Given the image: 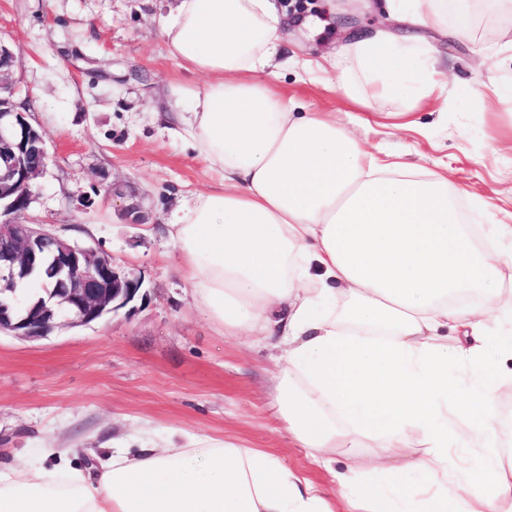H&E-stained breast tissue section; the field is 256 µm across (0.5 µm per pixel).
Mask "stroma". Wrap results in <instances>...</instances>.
<instances>
[{"instance_id": "35a3bbf8", "label": "stroma", "mask_w": 512, "mask_h": 512, "mask_svg": "<svg viewBox=\"0 0 512 512\" xmlns=\"http://www.w3.org/2000/svg\"><path fill=\"white\" fill-rule=\"evenodd\" d=\"M287 13L282 55L269 80L286 102L311 112L361 111L352 134L412 166L448 168L461 206L512 211V11L475 0L462 16L445 0L415 25L436 61L443 95L421 104L386 99L354 104L338 70L303 73L348 44L345 0H276ZM176 0H0V40L16 50L13 96L46 134L52 162L20 216L112 256L143 278L141 300L91 326L40 340L0 334V467L30 459L54 441L91 449L165 445L175 433L228 440L279 457L336 497L315 465L268 416L279 349L225 335L194 299L179 251L167 235L174 212L219 175L171 131L179 88L198 86L167 51L162 22ZM313 17L314 25L301 20ZM466 25V36L456 29ZM396 112L417 125L398 129ZM138 203L145 216L127 212Z\"/></svg>"}]
</instances>
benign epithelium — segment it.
<instances>
[{
  "label": "benign epithelium",
  "mask_w": 512,
  "mask_h": 512,
  "mask_svg": "<svg viewBox=\"0 0 512 512\" xmlns=\"http://www.w3.org/2000/svg\"><path fill=\"white\" fill-rule=\"evenodd\" d=\"M15 57V49L0 41V332L37 339L118 313L139 296L143 279L117 268L108 254L16 220L52 156L45 133L13 102ZM42 269L52 278L47 298L19 296V285Z\"/></svg>",
  "instance_id": "benign-epithelium-1"
}]
</instances>
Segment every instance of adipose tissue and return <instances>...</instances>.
<instances>
[{
    "label": "adipose tissue",
    "instance_id": "adipose-tissue-1",
    "mask_svg": "<svg viewBox=\"0 0 512 512\" xmlns=\"http://www.w3.org/2000/svg\"><path fill=\"white\" fill-rule=\"evenodd\" d=\"M274 0H177L169 52L204 75L177 134L220 188L168 225L190 288L225 335L273 339L272 416L332 469L346 512H512V455L490 404L512 388V224L464 223L447 173L366 150L327 112H300L263 80L280 55ZM347 52L373 97L437 86L419 44L359 32ZM382 453L333 470L358 436ZM425 455L395 464L404 449ZM482 449L460 466L454 450ZM0 512H335L305 477L254 448L190 437L113 448L55 481L0 468Z\"/></svg>",
    "mask_w": 512,
    "mask_h": 512
}]
</instances>
